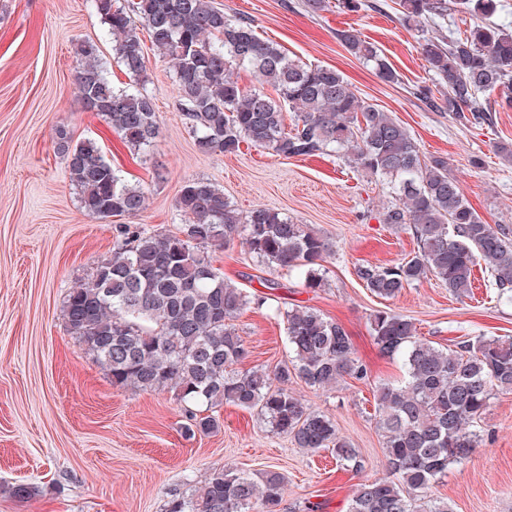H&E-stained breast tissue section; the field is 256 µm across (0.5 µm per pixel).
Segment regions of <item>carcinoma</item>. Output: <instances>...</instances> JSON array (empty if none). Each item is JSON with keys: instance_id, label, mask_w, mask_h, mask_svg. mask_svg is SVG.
<instances>
[{"instance_id": "obj_1", "label": "carcinoma", "mask_w": 512, "mask_h": 512, "mask_svg": "<svg viewBox=\"0 0 512 512\" xmlns=\"http://www.w3.org/2000/svg\"><path fill=\"white\" fill-rule=\"evenodd\" d=\"M92 6L132 83L115 87L99 43L85 39L75 47L81 61L76 88L130 150L145 153L158 136L154 98L144 87L150 48L171 65L179 111L202 152L232 154L243 141L286 158L336 152L394 181L395 203L384 209L382 222L410 229L417 250L395 265L357 266L372 294L393 299L435 279L464 297L482 261L497 295L512 302V225L485 221L448 172V158L424 156L402 123L359 97L336 69L291 58L262 39L250 20L224 13L214 0H92ZM399 7L411 29L444 21L454 10L476 16L462 34L423 39L421 53L440 85L432 107L465 125L486 119V97L495 92L499 107L512 108V27L489 21L496 0H399ZM337 38L381 80L398 82L375 44L353 29ZM241 69L260 87H240L234 74ZM287 110L294 113L290 128ZM54 140L84 211L108 218L144 210L146 191L126 183L93 142L74 141L64 124L55 127ZM177 206L180 232L124 229L123 244L70 289L63 305L70 334L112 384L173 393L191 432L217 429L211 411L232 404L257 411L296 447L329 448L341 465L360 468L357 449L335 421L306 407L291 387L300 381L334 392L348 379L368 378L344 326L310 306L287 308L279 312L287 359L272 371L239 369L248 350L234 319L264 297L224 279L204 252L242 235L259 262L274 272L296 271L315 292L325 286L329 244L277 210L240 211L205 179L186 181ZM370 325L380 352L399 360L404 376L375 385L383 475L357 485L347 512H453L432 489L479 446L475 424L494 396L512 391V338L482 336L444 347L418 336L412 319L392 310L376 311ZM284 483L272 470L213 466L191 493H167L165 512H283Z\"/></svg>"}]
</instances>
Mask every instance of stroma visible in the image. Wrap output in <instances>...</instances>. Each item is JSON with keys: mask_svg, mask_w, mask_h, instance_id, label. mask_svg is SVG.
Returning <instances> with one entry per match:
<instances>
[{"mask_svg": "<svg viewBox=\"0 0 512 512\" xmlns=\"http://www.w3.org/2000/svg\"><path fill=\"white\" fill-rule=\"evenodd\" d=\"M217 2L253 20L259 36L290 57L336 68L358 96L406 126L423 155L447 157L449 173L483 219L512 225V164L495 151L497 143L512 142V110L493 108L489 121L465 127L430 107L422 91L436 80L421 54L424 34L403 26L396 0H365L356 12L332 2L316 14L302 0ZM347 29L382 49L398 83L382 81L342 46L336 35ZM83 39L100 42L114 86H126L90 0H0V512H162L167 491L200 484L217 465L282 473L284 512H303L308 502L317 512H347L357 484L382 474L374 385L403 376L400 362L376 346L371 315L394 310L410 317L420 336L448 345L464 336L512 337V304L498 301L481 264L466 297L426 280L394 299L377 298L356 266L393 265L417 248L411 231L380 221L390 199L383 179L331 152L283 158L245 142L232 154L200 152L177 108L169 65L153 52L145 87L159 135L149 155L134 154L77 93L75 45ZM60 123L75 141L95 143L124 181L146 189L140 215L102 219L81 209L52 139ZM197 178L217 184L241 211L279 210L331 244L327 285L316 292L303 288L296 272H270L241 238L208 255L225 278L266 299L235 320L249 351L244 368L271 370L285 359L281 309L310 306L346 328L367 379L348 380L332 393L299 383L294 389L307 407L335 419L358 449L361 470L340 466L331 452L295 448L270 433L256 411L230 404L219 408L217 430L187 434L172 394L113 385L68 332V291L121 246L123 227L178 233L180 190ZM478 429L479 448L433 493L454 512H512V393L492 400ZM18 484L37 492L16 499L10 489Z\"/></svg>", "mask_w": 512, "mask_h": 512, "instance_id": "35a3bbf8", "label": "stroma"}]
</instances>
